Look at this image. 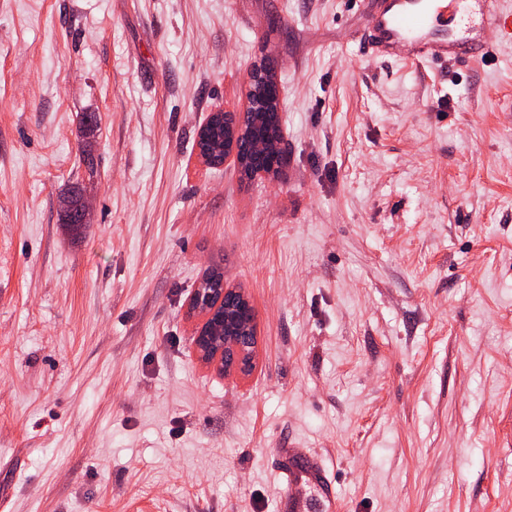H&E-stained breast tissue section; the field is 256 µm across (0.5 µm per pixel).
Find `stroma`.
<instances>
[{
    "mask_svg": "<svg viewBox=\"0 0 512 512\" xmlns=\"http://www.w3.org/2000/svg\"><path fill=\"white\" fill-rule=\"evenodd\" d=\"M376 2L0 0V512H281L284 448L342 512H512V34L377 56ZM268 55L283 172L202 165ZM211 267L245 376L192 344ZM78 220L80 224H77L76 219H70L69 214L62 210L60 213L61 224H65L72 235L78 236L82 233L85 228L84 224L89 223V204L86 189L83 185H80L78 190ZM223 277V273L217 268H211L204 275L203 288H196L189 299V314L201 320V326L193 337V345L200 360L221 373L230 372L233 369L246 371L250 367L254 356L255 313L244 292L239 288L224 286V281L220 282ZM211 282L214 284L220 283L212 288ZM235 295H239L240 300L236 299ZM227 299L233 300L238 305L239 310L247 315V321L243 326H228ZM222 309L224 311V329L226 335H229L224 336V340L222 336H209L210 320L218 310ZM251 328H253V331ZM249 335L253 336L251 344L247 338ZM240 336H245L244 343H242ZM228 349L232 351V359L229 362L226 361Z\"/></svg>",
    "mask_w": 512,
    "mask_h": 512,
    "instance_id": "obj_1",
    "label": "stroma"
}]
</instances>
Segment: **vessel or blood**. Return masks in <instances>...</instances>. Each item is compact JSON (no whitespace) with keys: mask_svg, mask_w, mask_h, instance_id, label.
Segmentation results:
<instances>
[{"mask_svg":"<svg viewBox=\"0 0 512 512\" xmlns=\"http://www.w3.org/2000/svg\"><path fill=\"white\" fill-rule=\"evenodd\" d=\"M381 6L371 16L373 50L402 45L418 58L447 59V45L433 46L431 35L440 27L462 24L465 20L464 0H380ZM286 489L306 484L315 495L304 502L286 497L288 512H340L334 480L324 466L315 460L285 453L279 465Z\"/></svg>","mask_w":512,"mask_h":512,"instance_id":"vessel-or-blood-1","label":"vessel or blood"}]
</instances>
